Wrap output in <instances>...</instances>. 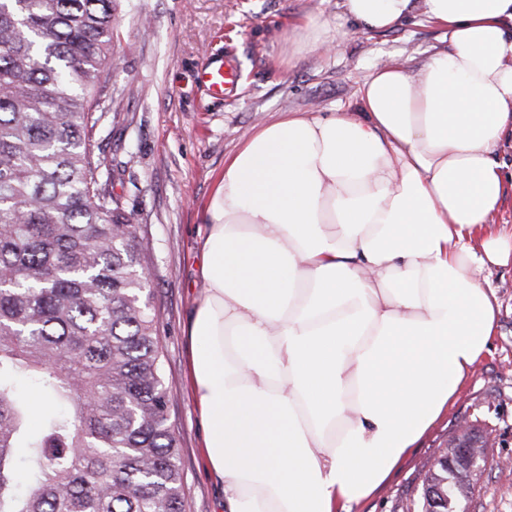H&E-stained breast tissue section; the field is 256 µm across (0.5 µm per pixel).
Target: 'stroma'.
<instances>
[{
  "label": "stroma",
  "instance_id": "obj_1",
  "mask_svg": "<svg viewBox=\"0 0 512 512\" xmlns=\"http://www.w3.org/2000/svg\"><path fill=\"white\" fill-rule=\"evenodd\" d=\"M319 13L344 31L340 48L289 56L286 32ZM110 81L112 117L99 134L109 189L150 243L145 261L162 317L159 334L170 378V420L180 436L190 512H224L203 457V426L192 398L187 324L202 283L199 237L204 206L243 134L285 112H354L361 84L386 64L417 66L446 47L448 31L418 18L363 33L338 0H119ZM224 58L240 71L224 98L198 79ZM499 306L489 353L453 405L372 497L352 512H405L419 499L424 464L447 448L461 417L497 426L469 512H512V265L484 274Z\"/></svg>",
  "mask_w": 512,
  "mask_h": 512
}]
</instances>
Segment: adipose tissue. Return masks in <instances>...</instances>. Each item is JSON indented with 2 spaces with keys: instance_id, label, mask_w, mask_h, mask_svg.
<instances>
[{
  "instance_id": "1",
  "label": "adipose tissue",
  "mask_w": 512,
  "mask_h": 512,
  "mask_svg": "<svg viewBox=\"0 0 512 512\" xmlns=\"http://www.w3.org/2000/svg\"><path fill=\"white\" fill-rule=\"evenodd\" d=\"M359 31L447 28L358 112H291L225 159L190 385L224 512H351L447 412L496 333L480 275L512 129V0H341Z\"/></svg>"
}]
</instances>
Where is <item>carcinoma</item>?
Here are the masks:
<instances>
[{
  "instance_id": "cac0c4a2",
  "label": "carcinoma",
  "mask_w": 512,
  "mask_h": 512,
  "mask_svg": "<svg viewBox=\"0 0 512 512\" xmlns=\"http://www.w3.org/2000/svg\"><path fill=\"white\" fill-rule=\"evenodd\" d=\"M116 5L0 0V512H188L146 238L95 154ZM428 482L443 512L477 484Z\"/></svg>"
}]
</instances>
